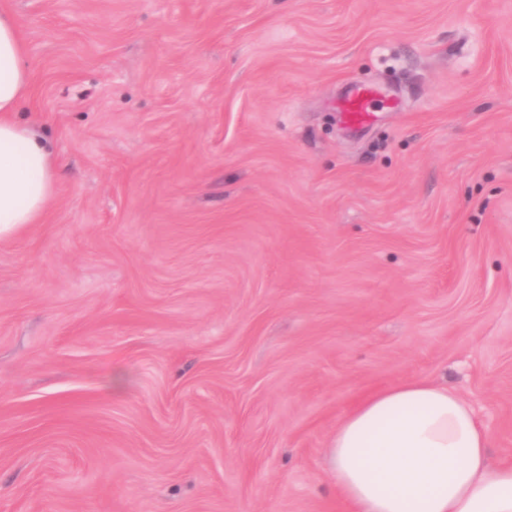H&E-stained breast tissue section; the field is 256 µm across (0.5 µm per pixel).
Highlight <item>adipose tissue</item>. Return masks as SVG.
Returning a JSON list of instances; mask_svg holds the SVG:
<instances>
[{"instance_id":"1","label":"adipose tissue","mask_w":512,"mask_h":512,"mask_svg":"<svg viewBox=\"0 0 512 512\" xmlns=\"http://www.w3.org/2000/svg\"><path fill=\"white\" fill-rule=\"evenodd\" d=\"M32 72L13 15L0 10V236L42 223L56 194L50 145L17 114ZM471 405L427 380L362 397L330 441L349 512H512V464L492 463Z\"/></svg>"}]
</instances>
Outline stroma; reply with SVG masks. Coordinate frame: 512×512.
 Listing matches in <instances>:
<instances>
[{
    "instance_id": "obj_1",
    "label": "stroma",
    "mask_w": 512,
    "mask_h": 512,
    "mask_svg": "<svg viewBox=\"0 0 512 512\" xmlns=\"http://www.w3.org/2000/svg\"><path fill=\"white\" fill-rule=\"evenodd\" d=\"M0 9L57 184L0 238V512H344L332 434L416 379L512 462V0ZM374 92L368 87L350 89L342 98L341 118L350 128L360 130L373 119L371 102Z\"/></svg>"
}]
</instances>
